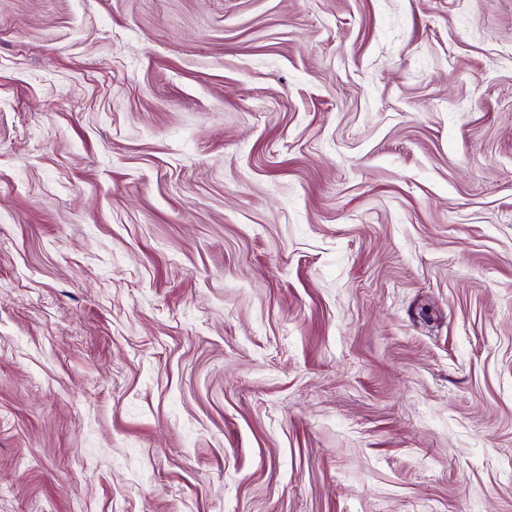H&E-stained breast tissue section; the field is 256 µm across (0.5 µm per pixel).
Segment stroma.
Wrapping results in <instances>:
<instances>
[{
	"label": "stroma",
	"mask_w": 512,
	"mask_h": 512,
	"mask_svg": "<svg viewBox=\"0 0 512 512\" xmlns=\"http://www.w3.org/2000/svg\"><path fill=\"white\" fill-rule=\"evenodd\" d=\"M0 512H512V0H0Z\"/></svg>",
	"instance_id": "1"
}]
</instances>
